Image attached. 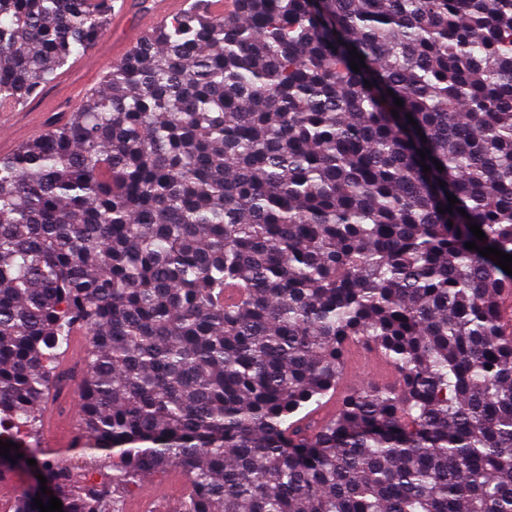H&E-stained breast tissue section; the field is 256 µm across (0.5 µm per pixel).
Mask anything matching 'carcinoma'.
Masks as SVG:
<instances>
[{
	"label": "carcinoma",
	"mask_w": 512,
	"mask_h": 512,
	"mask_svg": "<svg viewBox=\"0 0 512 512\" xmlns=\"http://www.w3.org/2000/svg\"><path fill=\"white\" fill-rule=\"evenodd\" d=\"M237 2L194 0L0 155V441L63 512L170 468V512H512V274L465 247L512 255V0ZM112 8L0 0V105ZM354 342L398 384L317 420ZM74 387L80 443L47 452Z\"/></svg>",
	"instance_id": "cac0c4a2"
}]
</instances>
